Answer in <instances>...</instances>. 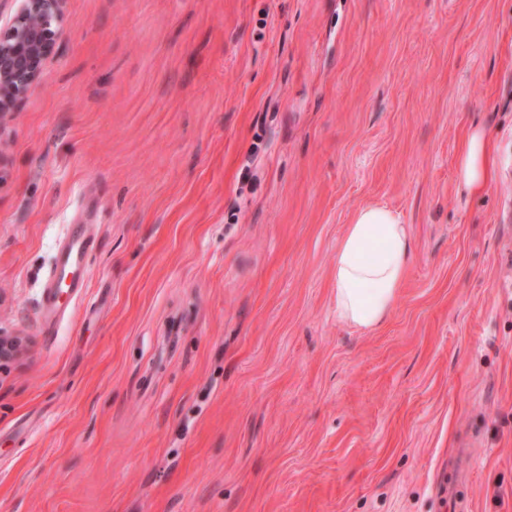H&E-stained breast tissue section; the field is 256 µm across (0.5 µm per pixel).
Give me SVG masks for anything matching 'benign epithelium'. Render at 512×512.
<instances>
[{"mask_svg": "<svg viewBox=\"0 0 512 512\" xmlns=\"http://www.w3.org/2000/svg\"><path fill=\"white\" fill-rule=\"evenodd\" d=\"M66 0H21L18 11L0 29V124L20 111L55 46L65 36ZM22 341L0 333V360L18 353Z\"/></svg>", "mask_w": 512, "mask_h": 512, "instance_id": "7a95c632", "label": "benign epithelium"}]
</instances>
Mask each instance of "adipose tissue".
Wrapping results in <instances>:
<instances>
[{"mask_svg":"<svg viewBox=\"0 0 512 512\" xmlns=\"http://www.w3.org/2000/svg\"><path fill=\"white\" fill-rule=\"evenodd\" d=\"M457 188L482 191L491 176L488 136L475 126L455 157ZM412 256L408 225L394 210L380 205L359 208L340 239L332 268V297L341 322L363 330L389 317L405 282Z\"/></svg>","mask_w":512,"mask_h":512,"instance_id":"adipose-tissue-1","label":"adipose tissue"}]
</instances>
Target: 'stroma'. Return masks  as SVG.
<instances>
[{
  "label": "stroma",
  "instance_id": "1",
  "mask_svg": "<svg viewBox=\"0 0 512 512\" xmlns=\"http://www.w3.org/2000/svg\"><path fill=\"white\" fill-rule=\"evenodd\" d=\"M65 28L0 128V512H512V0H67ZM370 204L413 256L365 331L331 270ZM457 188L468 195L482 191L491 176L488 136L484 128L474 126L466 135L455 157ZM94 246L84 224L70 225L63 243H59L48 282L42 292L41 309L48 318L59 314L64 306L61 294L67 295V306L76 301L86 286L88 257Z\"/></svg>",
  "mask_w": 512,
  "mask_h": 512
}]
</instances>
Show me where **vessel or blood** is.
Instances as JSON below:
<instances>
[{"label":"vessel or blood","mask_w":512,"mask_h":512,"mask_svg":"<svg viewBox=\"0 0 512 512\" xmlns=\"http://www.w3.org/2000/svg\"><path fill=\"white\" fill-rule=\"evenodd\" d=\"M94 242L84 225H71L63 243L55 251L48 283L41 296V309L46 317H54L65 302L76 301L82 294L88 274V257Z\"/></svg>","instance_id":"b4317fda"}]
</instances>
